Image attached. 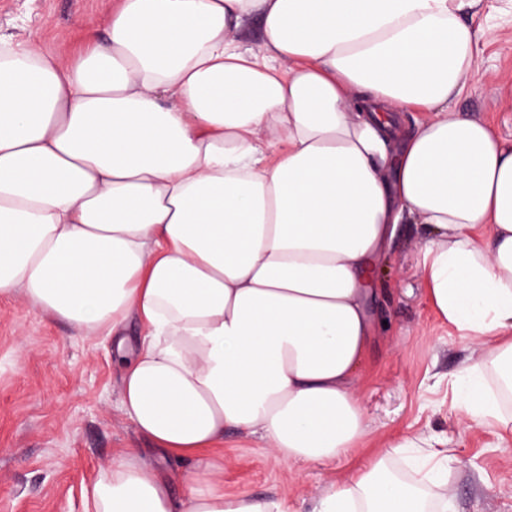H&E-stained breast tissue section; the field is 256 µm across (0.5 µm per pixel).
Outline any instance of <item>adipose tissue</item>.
Returning a JSON list of instances; mask_svg holds the SVG:
<instances>
[{
	"label": "adipose tissue",
	"mask_w": 512,
	"mask_h": 512,
	"mask_svg": "<svg viewBox=\"0 0 512 512\" xmlns=\"http://www.w3.org/2000/svg\"><path fill=\"white\" fill-rule=\"evenodd\" d=\"M476 3L119 0L70 64L0 36V294L111 337L123 410L189 467L178 499L127 451L94 512H284L225 493L229 432L289 465L360 447L367 300L400 224L426 225L427 294L486 354L458 373L466 420H500L483 378L512 365V146L449 109ZM255 18L258 53L238 39ZM399 445L421 481L382 452L312 512H450L424 489L447 456Z\"/></svg>",
	"instance_id": "1"
}]
</instances>
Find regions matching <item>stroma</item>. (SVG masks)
Returning <instances> with one entry per match:
<instances>
[{
  "label": "stroma",
  "instance_id": "obj_1",
  "mask_svg": "<svg viewBox=\"0 0 512 512\" xmlns=\"http://www.w3.org/2000/svg\"><path fill=\"white\" fill-rule=\"evenodd\" d=\"M114 0H0V35L36 41L76 60L103 31ZM463 19L477 30L478 70L454 111L488 123L512 145V0H478ZM425 231L402 224L378 272L371 303L379 331L356 380L369 435L348 458L277 462L257 438L224 443V490L274 496L288 512H311L332 482L390 442L416 435L448 451L453 512H512V398L504 420L464 418L454 386L460 365L483 353L431 307L421 274ZM121 406L112 341L77 335L68 323L0 295V512H87L99 473L130 448L146 447Z\"/></svg>",
  "mask_w": 512,
  "mask_h": 512
}]
</instances>
